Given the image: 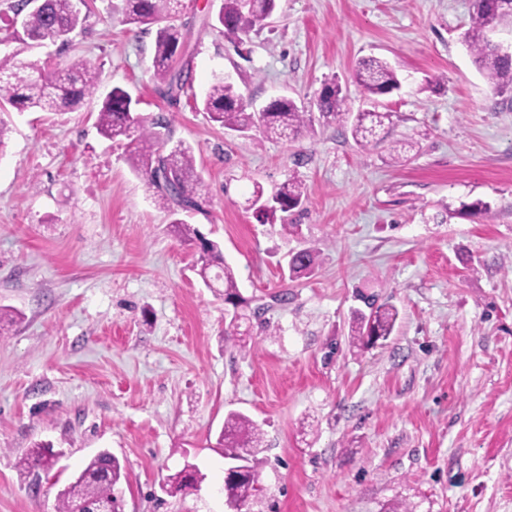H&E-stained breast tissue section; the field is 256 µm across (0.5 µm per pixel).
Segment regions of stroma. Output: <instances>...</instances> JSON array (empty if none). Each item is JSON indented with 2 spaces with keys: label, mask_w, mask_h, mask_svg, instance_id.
<instances>
[{
  "label": "stroma",
  "mask_w": 512,
  "mask_h": 512,
  "mask_svg": "<svg viewBox=\"0 0 512 512\" xmlns=\"http://www.w3.org/2000/svg\"><path fill=\"white\" fill-rule=\"evenodd\" d=\"M85 33L23 52L101 72L58 114L14 108L0 154V305L21 312L0 340V512H55L56 495L100 451L123 473L122 512H225L224 417L263 432L260 495L243 512H512V95L496 94L461 41L470 0H278L244 40L214 21L221 0H182L177 64L190 85L156 91L155 28L124 0H88ZM398 71L380 97L388 139L364 151L349 125L318 119L292 141L241 136L196 106L229 75L250 111L312 103L337 78L364 108L359 59ZM126 89L143 116H172L209 202L186 220L219 242L260 317L225 340L224 299L197 274L126 142L103 138L101 102ZM413 142L404 162L389 144ZM298 178L299 208L265 223L254 205ZM481 199L486 220L459 216ZM318 254L292 279L291 253ZM399 310L395 332L349 336L366 299ZM36 441L51 469L20 476ZM198 490L163 492L185 465Z\"/></svg>",
  "instance_id": "35a3bbf8"
}]
</instances>
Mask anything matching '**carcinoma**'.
<instances>
[{
	"label": "carcinoma",
	"instance_id": "cac0c4a2",
	"mask_svg": "<svg viewBox=\"0 0 512 512\" xmlns=\"http://www.w3.org/2000/svg\"><path fill=\"white\" fill-rule=\"evenodd\" d=\"M277 0H260L254 9L241 13L240 0H223L216 21L226 31L249 35L267 24L276 9ZM180 0H125L124 13L130 24L158 23L172 17ZM86 17L72 8L71 0H45L44 6L25 16L23 36L16 37L31 49L38 45L59 42L60 34L68 35L83 27ZM512 28V0H471L470 23L463 33L477 70L483 74L498 94L512 93V54L500 50L489 38L492 26ZM181 28L165 24L156 30L154 46V76L158 89L164 95L182 91L190 84V75L184 70L174 71L178 51L183 49ZM20 51L0 53V107L37 109L41 112L74 111L100 80V71L84 60H76L59 68L49 67L35 74V65L18 56ZM353 78L363 93L371 98L391 92L400 86V79L387 62L361 58L356 63ZM346 95L332 81L325 84L315 105L323 117L350 122V133L363 150L377 146L384 140L386 123L391 113L376 109L353 114L345 110ZM130 94L121 87L112 88L98 112L97 127L108 139L124 137L130 143H139L128 154L133 171L142 174L154 187L157 203L175 216L172 227L187 245L199 251V275L208 288L224 289V303L231 306L227 335L234 336L239 321L249 302L238 292L233 270L224 262L218 243L206 240L192 225L177 218L181 212H205L206 199L201 193V178L196 171L190 146L179 141L170 145L171 121L164 115L151 119L134 117ZM202 110L210 121L242 135L261 129L268 139L294 140L313 131V113L295 100L281 97L260 112L247 111L243 95L233 82L217 79L202 102ZM304 197L303 183L292 178L282 184L275 194L276 209L286 213L297 207ZM491 212L490 204L475 200L460 205L458 214L470 219H484ZM317 263V254L310 249L298 251L289 259V274L300 278L311 274ZM370 312L358 311L353 317L352 335L368 346L374 341H385L394 331L398 310L393 306H369ZM217 444L224 447V458L245 462L243 470L226 475L224 497L230 502L245 504L261 491L260 471L265 464L261 457L262 434L258 425L247 415L231 411L224 419ZM53 446L42 441L33 442L20 458V474L29 475L38 469L53 465ZM122 476L120 461L108 451L92 457L73 482L60 490L56 497V512H95L100 505L110 504L120 512V503L114 488Z\"/></svg>",
	"mask_w": 512,
	"mask_h": 512
}]
</instances>
